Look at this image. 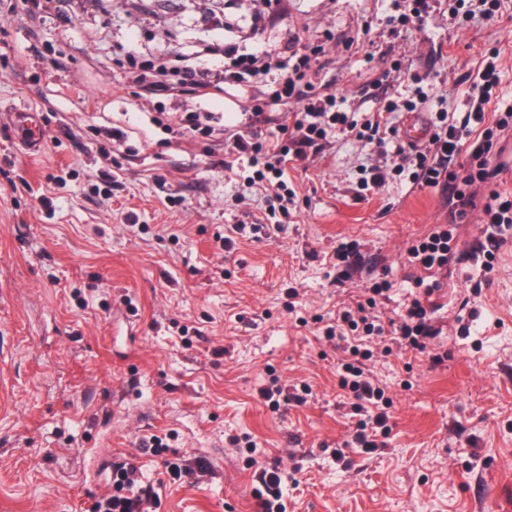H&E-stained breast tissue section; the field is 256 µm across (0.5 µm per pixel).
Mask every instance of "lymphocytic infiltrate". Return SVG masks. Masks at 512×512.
Instances as JSON below:
<instances>
[{"mask_svg":"<svg viewBox=\"0 0 512 512\" xmlns=\"http://www.w3.org/2000/svg\"><path fill=\"white\" fill-rule=\"evenodd\" d=\"M300 40V34L295 32L280 48L262 44L243 48L214 44L204 49L202 55L213 58L212 66H202L201 57L162 56L157 64L129 78L139 97L145 99L159 93L176 98L188 91L207 96L234 84L254 90L261 87L273 69L279 68L283 55L294 53L291 70L283 76L277 89L268 98H253L251 104L244 107L245 120L225 148L223 162L225 172L230 173L234 170L235 160L247 158L254 169L255 179L268 184L270 200L277 203L278 212L283 216L287 215V203L294 195L288 187L289 168L306 166L311 157L323 151L328 128L342 125L365 145L379 148L385 146L387 137L397 133L396 126L390 125L387 119L388 114L394 112V105L378 107L373 117L362 123L336 111L335 93L316 90L307 80L322 52L321 46L311 47L309 52L300 54L296 51ZM497 83L495 66H488L479 80L470 85V92L477 100L473 111L455 123L449 121L446 113H436L429 122V138L425 143H396L392 152L385 154L383 164L363 168L358 180L359 191L381 188L390 173H404L406 163L410 162L415 167V184L439 191L443 197L454 201L455 221H462L467 208L473 206L474 200L466 189L477 182L491 187L482 206L485 222L505 224L511 221L512 200L502 197L493 187L504 167L498 152L492 149V138L494 128L508 126L512 118L502 114L495 127L485 125V107L491 102L492 90ZM293 102L297 103L298 109L293 114L292 125H277L276 138L263 139V126L274 123L271 107ZM476 132L481 138L475 142L471 136ZM448 240L447 230L431 233L408 248L409 264L428 271L443 267L448 262ZM440 289L439 281L428 283L422 292L408 300L396 317L379 323L370 320L369 315L385 299L386 290L380 284H373L365 290V301L339 310L335 325L324 331L328 339L346 345L348 356L341 364L339 383L355 399L353 410L360 421L352 441L363 452H374L378 447V433L390 430V415L381 407L385 392L367 368L372 357L368 345L389 332L401 347L425 350L428 341L437 334L432 316L438 309L434 295ZM139 478L140 471L134 464L115 465L112 492L93 504V512H150L151 508L157 507L156 496L150 489L140 486ZM290 478L287 465L282 463L269 471L261 469L262 487L253 493L254 512H286L283 497Z\"/></svg>","mask_w":512,"mask_h":512,"instance_id":"f902f5d3","label":"lymphocytic infiltrate"}]
</instances>
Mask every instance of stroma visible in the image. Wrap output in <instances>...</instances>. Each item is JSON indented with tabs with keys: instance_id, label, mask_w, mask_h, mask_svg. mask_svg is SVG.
<instances>
[{
	"instance_id": "1",
	"label": "stroma",
	"mask_w": 512,
	"mask_h": 512,
	"mask_svg": "<svg viewBox=\"0 0 512 512\" xmlns=\"http://www.w3.org/2000/svg\"><path fill=\"white\" fill-rule=\"evenodd\" d=\"M0 0V512H89L102 459L135 463L157 512H253L256 475L227 436L256 442L267 465L295 467L287 512H503L512 505V238L493 270L472 253L480 209L460 224L408 175L359 192L378 151L333 129L324 151L288 177L284 232L249 226L265 190L228 179L213 137L150 119L159 103L123 78L124 48L189 55L235 31L258 0H47L26 19ZM483 0H430L406 29L394 0H288L289 31L323 45L312 81L364 120L415 85L430 112L459 117L458 81L495 57L490 110H512V0L494 20ZM37 113L42 152L18 142L12 112ZM125 139L109 142L107 127ZM135 213L137 223L123 221ZM245 225L233 233L234 225ZM449 225L448 264L425 352L373 345L368 363L392 402L383 448L346 440L356 419L339 386L342 349L322 336L372 278L391 285L389 317L415 291L406 250ZM360 268L336 279L340 243ZM445 354L442 364L431 355ZM304 403L275 410L269 376ZM162 438L191 475L172 480L141 446ZM344 452L350 468L336 460Z\"/></svg>"
}]
</instances>
